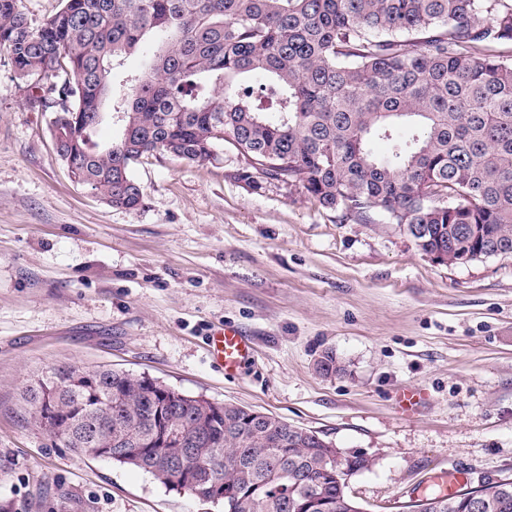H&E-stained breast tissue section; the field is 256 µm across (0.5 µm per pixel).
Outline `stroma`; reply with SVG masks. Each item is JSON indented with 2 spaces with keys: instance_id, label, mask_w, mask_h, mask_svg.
<instances>
[{
  "instance_id": "stroma-1",
  "label": "stroma",
  "mask_w": 512,
  "mask_h": 512,
  "mask_svg": "<svg viewBox=\"0 0 512 512\" xmlns=\"http://www.w3.org/2000/svg\"><path fill=\"white\" fill-rule=\"evenodd\" d=\"M0 50V512H224L35 426L21 394L53 368L101 366L317 431L370 466L368 512L439 472L512 477V257L448 266L403 226L339 221L301 188L234 179L232 151L133 169L134 210L74 181L53 114ZM239 327L252 359L225 374L207 338ZM333 353L345 371L316 369ZM424 400L402 415L397 395Z\"/></svg>"
}]
</instances>
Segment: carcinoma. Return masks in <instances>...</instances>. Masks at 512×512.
<instances>
[{
    "label": "carcinoma",
    "mask_w": 512,
    "mask_h": 512,
    "mask_svg": "<svg viewBox=\"0 0 512 512\" xmlns=\"http://www.w3.org/2000/svg\"><path fill=\"white\" fill-rule=\"evenodd\" d=\"M484 15L489 22L479 25ZM153 41L140 72L123 60ZM512 0H61L33 27L22 0H0V48L20 79L48 84L55 149L77 180L114 207L142 202L133 167L155 154L187 165L224 159L233 176L299 186L344 221L376 214L408 229L424 254L463 252L512 257ZM252 75L262 77L254 87ZM119 136L95 140L104 113ZM392 142L376 155L373 141ZM324 375L344 366L332 354ZM55 370L22 395L29 415L56 389L68 421L56 438L149 439L163 423L201 417L205 397L171 390L123 371ZM121 408L103 414L101 400ZM224 404L211 439L186 462L199 474L239 489L224 512H304L307 497L327 512H365L347 477L369 460L330 455L318 432ZM110 461L151 474L167 488L173 462L162 449ZM483 512H512V478L484 484ZM461 488L428 491L415 512H471Z\"/></svg>",
    "instance_id": "carcinoma-1"
}]
</instances>
